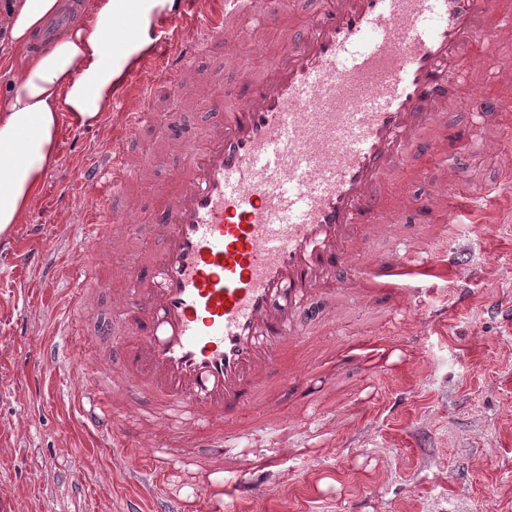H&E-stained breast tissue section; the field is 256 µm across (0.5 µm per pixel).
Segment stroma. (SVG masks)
I'll use <instances>...</instances> for the list:
<instances>
[{
    "label": "stroma",
    "instance_id": "35a3bbf8",
    "mask_svg": "<svg viewBox=\"0 0 512 512\" xmlns=\"http://www.w3.org/2000/svg\"><path fill=\"white\" fill-rule=\"evenodd\" d=\"M205 109L200 99H163L153 125L131 131L132 148L176 156L169 119ZM122 128L113 111L92 126L64 123L35 207L0 236V512H125L139 493L81 424L67 368L39 374L40 394L26 395L21 369L36 371L45 342H65L67 283H43L13 260L20 243L54 263L64 257L61 226L92 216L77 172ZM49 209L57 223L43 222ZM434 241L438 250L465 248V269L423 285L397 314L376 298L312 301L294 354L308 378L282 395L280 426L253 403L243 418L253 445L226 462L260 473L263 493L226 500V512H512V210L488 205L482 224L453 225ZM368 338L393 357L377 367L339 363L346 341ZM270 448L289 455L266 467ZM211 465L209 448L190 449L166 472L167 498L205 502Z\"/></svg>",
    "mask_w": 512,
    "mask_h": 512
}]
</instances>
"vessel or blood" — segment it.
Returning <instances> with one entry per match:
<instances>
[{
  "mask_svg": "<svg viewBox=\"0 0 512 512\" xmlns=\"http://www.w3.org/2000/svg\"><path fill=\"white\" fill-rule=\"evenodd\" d=\"M173 29L177 41L155 42L167 87L202 95L215 118L203 131L192 119L171 128L180 162L135 158L116 133L105 157L81 170L96 218L66 228L69 310L84 311L108 289L128 324L93 342L75 337L66 354L51 345L40 355L41 368L67 364L76 385L97 393L82 422L110 447L121 445L119 424L141 416L133 396L155 397L156 425L128 468L150 474L156 489L198 439L219 463L248 447L239 420L248 398L264 397L268 416L280 417V393L309 373L286 360L313 298H399L464 268L462 253L437 260L401 237L398 213L424 208L450 223L461 209H482L484 196L467 181L477 149L497 154L499 182L512 185V149L498 122L512 107V69L494 51L512 43V0H329L304 22L287 0H216L191 31ZM273 30L281 44L270 42ZM231 40L255 51L225 56L243 83L217 95L191 60ZM478 74L495 79L496 97L484 96ZM462 100L475 139L452 150L442 117ZM422 151L444 178L425 200L391 197L400 176L418 179ZM148 164L167 175L153 186L158 208L147 218L133 189ZM144 234L159 250L126 251L128 237ZM88 238L113 255L110 279L87 276ZM375 238L398 247L370 258ZM260 491L228 471L215 495L241 501Z\"/></svg>",
  "mask_w": 512,
  "mask_h": 512,
  "instance_id": "b4317fda",
  "label": "vessel or blood"
}]
</instances>
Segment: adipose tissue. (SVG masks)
<instances>
[{
  "mask_svg": "<svg viewBox=\"0 0 512 512\" xmlns=\"http://www.w3.org/2000/svg\"><path fill=\"white\" fill-rule=\"evenodd\" d=\"M173 0H90L86 16L60 30L45 51L34 38L63 0H0V30L16 56L0 69L17 76L0 96V235L34 207L56 154L63 119L93 125L112 107L124 67L150 44V33Z\"/></svg>",
  "mask_w": 512,
  "mask_h": 512,
  "instance_id": "1",
  "label": "adipose tissue"
}]
</instances>
